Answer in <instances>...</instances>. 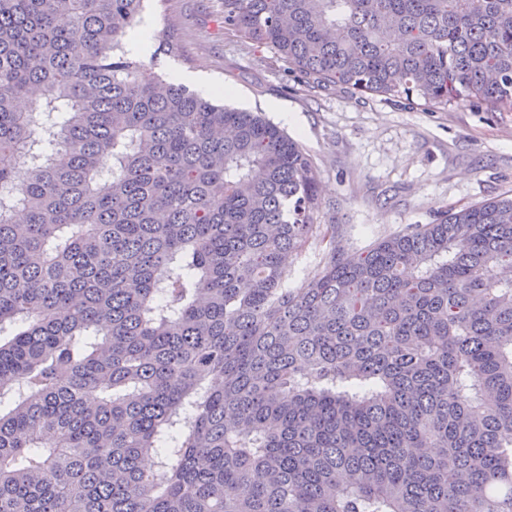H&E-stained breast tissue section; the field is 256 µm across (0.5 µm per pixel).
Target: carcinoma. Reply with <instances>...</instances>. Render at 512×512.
<instances>
[{"label":"carcinoma","mask_w":512,"mask_h":512,"mask_svg":"<svg viewBox=\"0 0 512 512\" xmlns=\"http://www.w3.org/2000/svg\"><path fill=\"white\" fill-rule=\"evenodd\" d=\"M143 7L0 0V512H512V197L344 251L297 141L139 79ZM224 28L320 85L512 112V0H224ZM323 261V251L319 246L310 245L294 262L288 267L286 281L290 288H301Z\"/></svg>","instance_id":"1"}]
</instances>
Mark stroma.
Returning a JSON list of instances; mask_svg holds the SVG:
<instances>
[{"label": "stroma", "instance_id": "35a3bbf8", "mask_svg": "<svg viewBox=\"0 0 512 512\" xmlns=\"http://www.w3.org/2000/svg\"><path fill=\"white\" fill-rule=\"evenodd\" d=\"M140 24L176 44L141 56L142 77L202 75L226 89V105L275 123L281 110L295 116L286 132L318 171L317 221L338 225L346 250L366 251L445 209L512 196V112L309 82L273 49L225 29L224 0H146Z\"/></svg>", "mask_w": 512, "mask_h": 512}]
</instances>
